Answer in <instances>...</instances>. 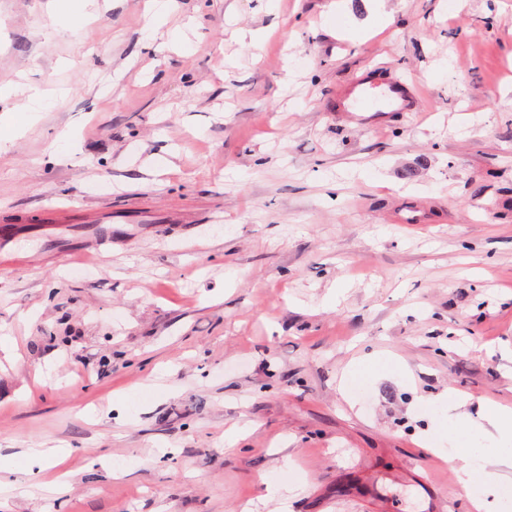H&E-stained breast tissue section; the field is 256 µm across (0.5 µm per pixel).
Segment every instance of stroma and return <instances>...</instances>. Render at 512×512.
<instances>
[{
  "label": "stroma",
  "instance_id": "obj_1",
  "mask_svg": "<svg viewBox=\"0 0 512 512\" xmlns=\"http://www.w3.org/2000/svg\"><path fill=\"white\" fill-rule=\"evenodd\" d=\"M66 2L0 0V512H472L512 0ZM368 69L411 105L339 111ZM448 461L454 467L460 482L466 486L471 484L475 472L472 466V448H454Z\"/></svg>",
  "mask_w": 512,
  "mask_h": 512
}]
</instances>
